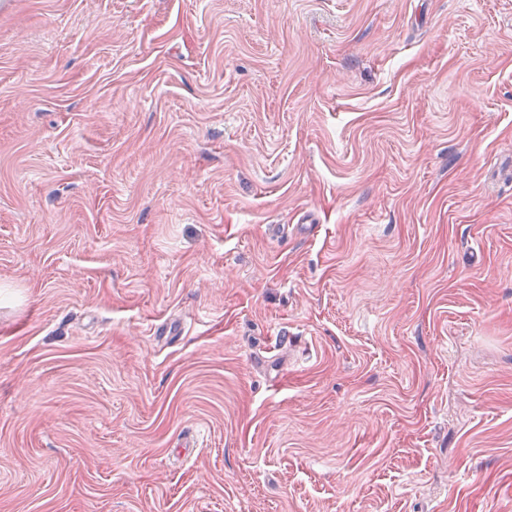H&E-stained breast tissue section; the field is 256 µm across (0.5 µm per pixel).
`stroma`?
Returning <instances> with one entry per match:
<instances>
[{
  "instance_id": "stroma-1",
  "label": "stroma",
  "mask_w": 512,
  "mask_h": 512,
  "mask_svg": "<svg viewBox=\"0 0 512 512\" xmlns=\"http://www.w3.org/2000/svg\"><path fill=\"white\" fill-rule=\"evenodd\" d=\"M0 512H512V0H0Z\"/></svg>"
}]
</instances>
